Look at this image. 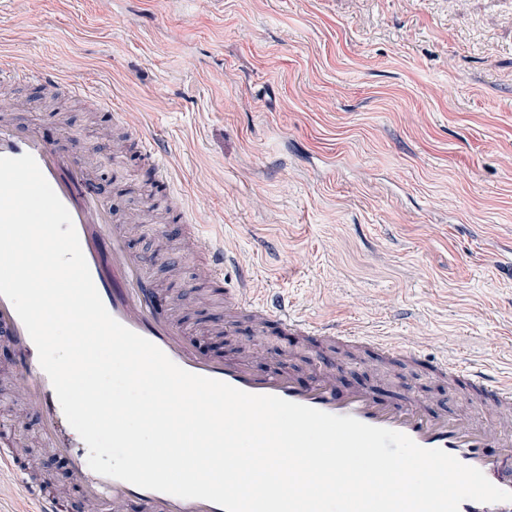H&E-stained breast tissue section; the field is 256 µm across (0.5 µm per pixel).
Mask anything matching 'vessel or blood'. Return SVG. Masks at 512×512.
I'll return each mask as SVG.
<instances>
[{
	"instance_id": "vessel-or-blood-1",
	"label": "vessel or blood",
	"mask_w": 512,
	"mask_h": 512,
	"mask_svg": "<svg viewBox=\"0 0 512 512\" xmlns=\"http://www.w3.org/2000/svg\"><path fill=\"white\" fill-rule=\"evenodd\" d=\"M14 109V101L0 95V156L17 158L29 154L35 158L68 209L95 287L118 322L154 343L189 372L251 394L275 395L329 414L351 416L369 425L402 432L421 447L442 449L463 464L481 470L498 488L512 491V377L492 376L460 355L433 362V372L450 380L460 395L483 403V415L477 418L465 410L430 408L411 395L397 402H384L367 387L339 388V367L335 364L319 370L311 382L302 384L284 361L266 373H255L249 361L262 356L259 348L248 349L243 358L203 356L187 339L175 314L157 308L158 297L147 278L151 260L128 248L136 219L114 214L108 207L84 164L81 150L58 148L39 129L15 126L6 119ZM142 147L153 160L157 192L167 194L172 187L168 167L158 159L153 144L146 141ZM185 230L202 258L201 278L223 289L231 318L247 320L259 331L272 326L322 343L373 345L383 358L417 359V352L405 337L375 335L356 323L318 325L297 314L283 295H256L248 274H240L233 281L225 279L224 269L233 258L223 239L204 236L192 224L186 225ZM0 334L16 357L21 397L37 413L46 446L68 456L86 499L111 504L113 512H123L130 501L139 502L145 512H225L210 501L142 489L92 471L87 463V446L68 424L52 383L39 364L33 341L12 303L3 296ZM26 490L37 505L36 512H65L63 500L45 488L30 483Z\"/></svg>"
}]
</instances>
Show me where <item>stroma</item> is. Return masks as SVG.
Masks as SVG:
<instances>
[{"label":"stroma","instance_id":"stroma-1","mask_svg":"<svg viewBox=\"0 0 512 512\" xmlns=\"http://www.w3.org/2000/svg\"><path fill=\"white\" fill-rule=\"evenodd\" d=\"M86 81L131 113L171 166L175 197L220 236L259 295L283 291L307 319L405 336L419 361L379 379L365 352L342 376L387 400L449 404L429 364L461 352L512 376V0H0V63ZM0 91L11 120L80 145L114 211L142 215L136 254L204 354L241 356L224 298L197 307L198 260L180 225L156 233L149 165L109 163L108 113L40 85ZM309 382L324 358L297 337L254 335ZM0 348V425L22 466L69 505L64 455L43 447Z\"/></svg>","mask_w":512,"mask_h":512}]
</instances>
